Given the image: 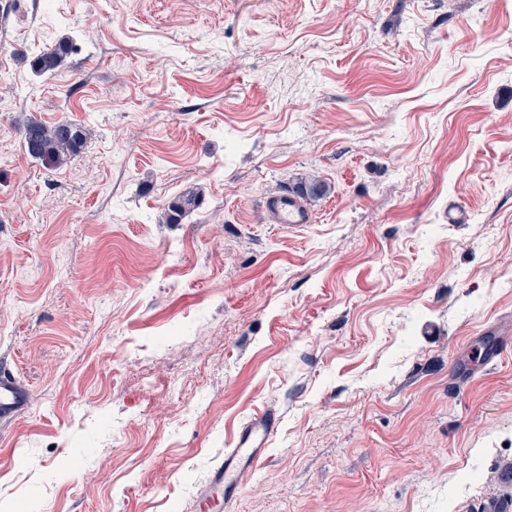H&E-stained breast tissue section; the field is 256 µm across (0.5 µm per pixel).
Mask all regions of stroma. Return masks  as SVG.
<instances>
[{
	"mask_svg": "<svg viewBox=\"0 0 512 512\" xmlns=\"http://www.w3.org/2000/svg\"><path fill=\"white\" fill-rule=\"evenodd\" d=\"M33 117L82 151L30 157ZM311 177L314 222L265 223ZM0 366V512H186L269 407L233 512H480L512 488V0H0ZM70 49L71 45L69 39H61L51 49H47L34 57L29 65L36 74L53 72L62 65ZM84 126L68 121L47 124L37 118L28 119L22 127L27 153L56 166L63 165L83 149L87 140ZM200 205V195L195 192L184 193L171 200L162 215V223L179 224ZM26 405V394L16 383L10 371L0 374V419L18 414Z\"/></svg>",
	"mask_w": 512,
	"mask_h": 512,
	"instance_id": "stroma-1",
	"label": "stroma"
}]
</instances>
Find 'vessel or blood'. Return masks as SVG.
<instances>
[{"label": "vessel or blood", "instance_id": "vessel-or-blood-1", "mask_svg": "<svg viewBox=\"0 0 512 512\" xmlns=\"http://www.w3.org/2000/svg\"><path fill=\"white\" fill-rule=\"evenodd\" d=\"M270 223L283 228H299L312 223L313 215L301 197L287 192L265 205ZM26 405V394L10 372L0 373V419L18 414ZM279 427L277 410L266 409L240 424L231 448L210 470L207 480L197 487L189 512H231L242 493L247 477L262 461Z\"/></svg>", "mask_w": 512, "mask_h": 512}]
</instances>
